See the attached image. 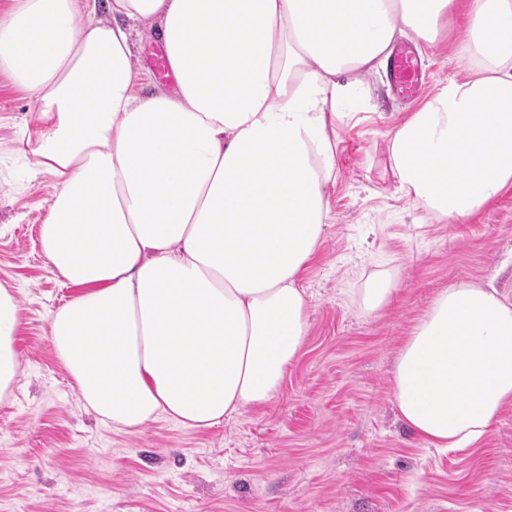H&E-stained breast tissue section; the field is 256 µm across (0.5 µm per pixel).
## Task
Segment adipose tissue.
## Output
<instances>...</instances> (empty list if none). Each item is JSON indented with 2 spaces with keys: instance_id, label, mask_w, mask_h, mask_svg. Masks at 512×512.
Wrapping results in <instances>:
<instances>
[{
  "instance_id": "adipose-tissue-1",
  "label": "adipose tissue",
  "mask_w": 512,
  "mask_h": 512,
  "mask_svg": "<svg viewBox=\"0 0 512 512\" xmlns=\"http://www.w3.org/2000/svg\"><path fill=\"white\" fill-rule=\"evenodd\" d=\"M461 13L469 73L387 145L401 192L452 224L512 188V0H10L0 71L39 106L18 151L60 186L40 241L77 289L49 334L87 408L122 430H204L278 392L308 332L298 280L330 220L343 108L366 105L398 38L433 43ZM144 28L176 92L136 63ZM21 327L0 285V400ZM391 381L429 446L480 443L512 404V300L441 289Z\"/></svg>"
}]
</instances>
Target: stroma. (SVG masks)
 <instances>
[{
    "instance_id": "stroma-1",
    "label": "stroma",
    "mask_w": 512,
    "mask_h": 512,
    "mask_svg": "<svg viewBox=\"0 0 512 512\" xmlns=\"http://www.w3.org/2000/svg\"><path fill=\"white\" fill-rule=\"evenodd\" d=\"M464 36L455 17L447 37L415 41V98L386 71L369 76V105L336 128L330 226L299 281L309 329L298 358L272 399L208 430L158 420L128 432L83 406L49 339L75 293L40 246L58 188L25 180L15 148L36 106L0 73V284L22 318L18 379L0 400V512H512V404L480 446L443 451L401 422L390 376L440 289L470 280L512 299V190L448 224L405 197L387 165L391 113L465 75L454 52ZM386 276L397 298L368 316L363 290Z\"/></svg>"
}]
</instances>
